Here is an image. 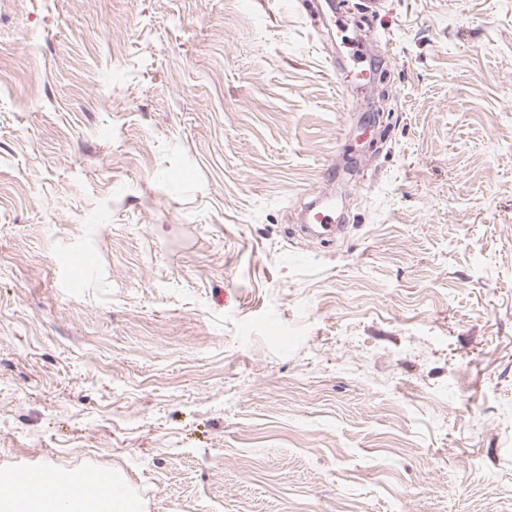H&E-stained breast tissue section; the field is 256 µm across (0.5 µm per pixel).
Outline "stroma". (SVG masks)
<instances>
[{
	"label": "stroma",
	"instance_id": "1",
	"mask_svg": "<svg viewBox=\"0 0 512 512\" xmlns=\"http://www.w3.org/2000/svg\"><path fill=\"white\" fill-rule=\"evenodd\" d=\"M367 2L0 0V469L512 512V0Z\"/></svg>",
	"mask_w": 512,
	"mask_h": 512
}]
</instances>
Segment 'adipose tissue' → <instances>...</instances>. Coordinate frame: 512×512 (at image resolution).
Listing matches in <instances>:
<instances>
[{"label": "adipose tissue", "instance_id": "obj_1", "mask_svg": "<svg viewBox=\"0 0 512 512\" xmlns=\"http://www.w3.org/2000/svg\"><path fill=\"white\" fill-rule=\"evenodd\" d=\"M83 472L65 473L52 466L25 473L0 470V512H140L138 501L109 477L94 495H80Z\"/></svg>", "mask_w": 512, "mask_h": 512}]
</instances>
